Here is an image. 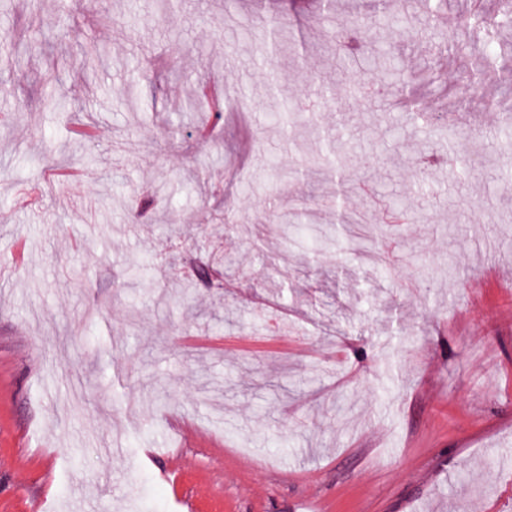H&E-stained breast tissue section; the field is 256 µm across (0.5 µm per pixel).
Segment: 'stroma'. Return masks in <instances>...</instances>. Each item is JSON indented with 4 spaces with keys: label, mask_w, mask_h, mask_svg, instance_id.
Segmentation results:
<instances>
[{
    "label": "stroma",
    "mask_w": 512,
    "mask_h": 512,
    "mask_svg": "<svg viewBox=\"0 0 512 512\" xmlns=\"http://www.w3.org/2000/svg\"><path fill=\"white\" fill-rule=\"evenodd\" d=\"M434 14L336 0L345 70L319 0L0 9V512H512V56Z\"/></svg>",
    "instance_id": "obj_1"
}]
</instances>
